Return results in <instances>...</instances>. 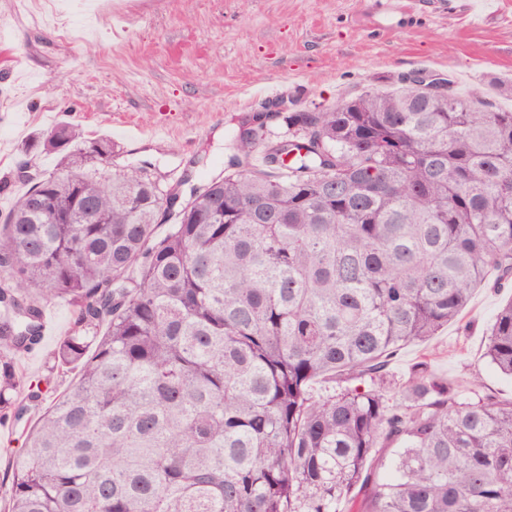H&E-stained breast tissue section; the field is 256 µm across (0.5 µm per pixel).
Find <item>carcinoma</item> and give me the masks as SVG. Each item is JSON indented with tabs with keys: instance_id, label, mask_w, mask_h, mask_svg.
<instances>
[{
	"instance_id": "obj_1",
	"label": "carcinoma",
	"mask_w": 512,
	"mask_h": 512,
	"mask_svg": "<svg viewBox=\"0 0 512 512\" xmlns=\"http://www.w3.org/2000/svg\"><path fill=\"white\" fill-rule=\"evenodd\" d=\"M254 120L196 183L74 126L28 145L59 162L0 219V423H29L7 512H512V400L421 364L393 402L386 375L512 276V110L400 83ZM55 302L42 382L78 377L34 419L16 357ZM487 358L512 377V302Z\"/></svg>"
}]
</instances>
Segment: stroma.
Here are the masks:
<instances>
[{
  "instance_id": "1",
  "label": "stroma",
  "mask_w": 512,
  "mask_h": 512,
  "mask_svg": "<svg viewBox=\"0 0 512 512\" xmlns=\"http://www.w3.org/2000/svg\"><path fill=\"white\" fill-rule=\"evenodd\" d=\"M495 2L496 15L475 21L449 14L443 0H393L399 24L383 30L375 0H112L123 32L112 15L93 14L66 33L36 15L70 20L82 0H33L27 9L0 0V216L16 197L19 166L42 174L58 161L25 153V143L64 123L112 140L115 165L146 160L173 180L203 152L212 172L227 169L245 114L281 99L297 111L327 108L415 69L511 109L490 80H512V0ZM14 70L27 72L24 84L11 81ZM129 124L159 134L133 141ZM511 300L512 282L476 288L459 320L397 352L389 378L402 384L424 362L459 390L477 375L484 394L511 400L512 379L486 357L487 328ZM47 310L49 336L18 361L26 380L48 375L70 328L66 305Z\"/></svg>"
}]
</instances>
